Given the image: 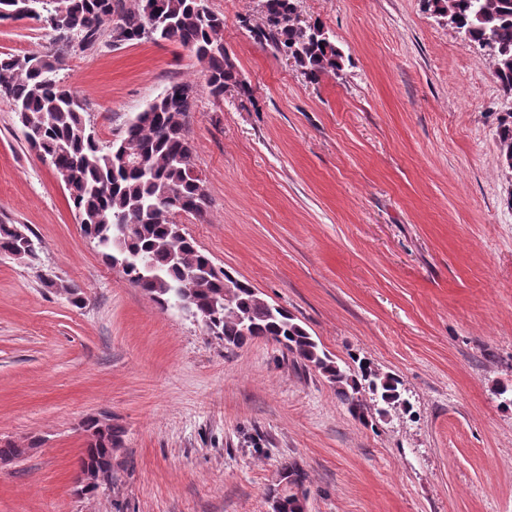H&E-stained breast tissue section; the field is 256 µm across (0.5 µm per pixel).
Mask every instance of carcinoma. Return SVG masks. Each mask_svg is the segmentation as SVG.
Returning <instances> with one entry per match:
<instances>
[{
  "label": "carcinoma",
  "mask_w": 512,
  "mask_h": 512,
  "mask_svg": "<svg viewBox=\"0 0 512 512\" xmlns=\"http://www.w3.org/2000/svg\"><path fill=\"white\" fill-rule=\"evenodd\" d=\"M433 12L453 8L468 40L488 36L497 51L512 56V0H426ZM297 0H261L262 22L249 31L256 40L294 59L311 82L343 69L344 54L320 24L299 30L289 24ZM43 23L53 41L94 45L104 27L117 26L124 42L150 40L174 43L204 65L209 93L219 101L230 88L251 96L237 66L224 48V19L208 10L206 0H0V21L19 17ZM493 74L512 92V65L491 58ZM63 63L58 53L31 52L0 55V97L23 112L36 133L29 146L48 161L64 183L76 212L87 218L86 235L112 253L126 248L132 263L123 270L127 280L160 305L187 304L206 330L224 344L242 347L253 340L272 342L282 352L314 368L336 388L348 413L360 422L369 417L370 404L395 405L401 401L399 380L372 370L365 358H352L355 367L341 366L335 358L283 307L261 298L250 285L227 289L229 273L219 267L207 273L211 257L183 234L173 233L172 216L202 215L207 196L197 177V155L186 134V121L196 102L195 86L172 84L177 93L155 99L127 125L124 136L109 146L90 134L78 97L58 78ZM498 148L503 163L512 159V112L497 118ZM132 150L143 158L140 166L126 165L121 155ZM136 219L127 237L118 239L121 223ZM19 245L16 226L0 224V254ZM370 399H364V393ZM96 440L83 455L92 464H111L112 450L120 447L123 429L115 424L86 421ZM278 482L288 483L280 512H305L295 488L309 492V473L295 460L280 462Z\"/></svg>",
  "instance_id": "obj_1"
}]
</instances>
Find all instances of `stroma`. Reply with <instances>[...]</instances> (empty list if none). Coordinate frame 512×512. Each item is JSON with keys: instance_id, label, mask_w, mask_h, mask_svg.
Returning <instances> with one entry per match:
<instances>
[{"instance_id": "obj_1", "label": "stroma", "mask_w": 512, "mask_h": 512, "mask_svg": "<svg viewBox=\"0 0 512 512\" xmlns=\"http://www.w3.org/2000/svg\"><path fill=\"white\" fill-rule=\"evenodd\" d=\"M251 98L215 101L188 50L65 47L59 72L102 145L166 87L207 195L176 214L216 266L285 307L338 363L368 359L408 408L354 420L317 372L264 341L226 347L161 307L86 237L53 168L0 97V512H269L281 461L307 512H512V110L486 52L424 0H298L345 56L309 82L255 40L259 0H207ZM39 22L0 21V54L50 52ZM125 436L109 488L75 491L88 419ZM497 121L498 148L503 164L507 165L512 159V112L498 116ZM275 480L278 484L274 483V486H280L283 481L288 483V493L281 494L283 500L279 512H305L306 505L299 500L292 489L302 488L308 498L309 473L297 461L285 459L280 462Z\"/></svg>"}]
</instances>
